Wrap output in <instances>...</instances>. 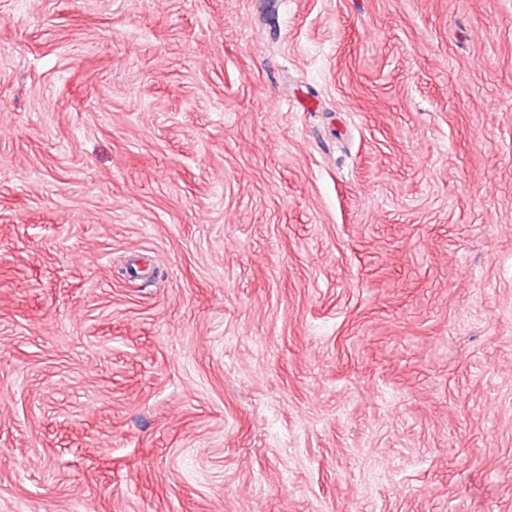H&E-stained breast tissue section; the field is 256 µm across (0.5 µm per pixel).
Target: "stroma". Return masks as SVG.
Wrapping results in <instances>:
<instances>
[{
	"instance_id": "stroma-1",
	"label": "stroma",
	"mask_w": 512,
	"mask_h": 512,
	"mask_svg": "<svg viewBox=\"0 0 512 512\" xmlns=\"http://www.w3.org/2000/svg\"><path fill=\"white\" fill-rule=\"evenodd\" d=\"M0 512H512V0H0Z\"/></svg>"
}]
</instances>
